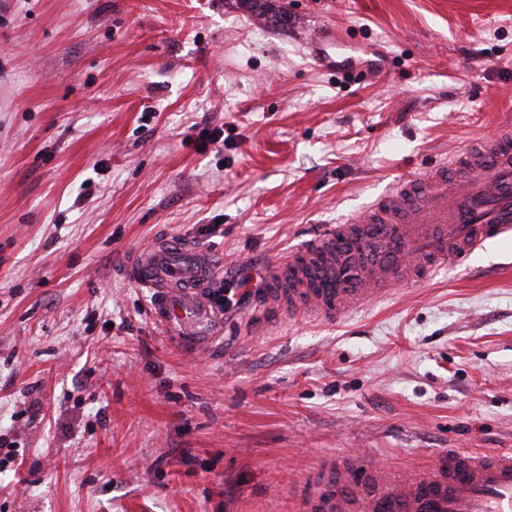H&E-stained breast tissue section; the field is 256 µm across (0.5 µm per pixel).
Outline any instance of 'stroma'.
Masks as SVG:
<instances>
[{"instance_id": "35a3bbf8", "label": "stroma", "mask_w": 512, "mask_h": 512, "mask_svg": "<svg viewBox=\"0 0 512 512\" xmlns=\"http://www.w3.org/2000/svg\"><path fill=\"white\" fill-rule=\"evenodd\" d=\"M275 4L0 0V512H298L331 457L512 448V238L333 323L224 306L512 134V0ZM160 234L214 259L221 326L155 320L124 265Z\"/></svg>"}]
</instances>
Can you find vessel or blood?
<instances>
[{"mask_svg":"<svg viewBox=\"0 0 512 512\" xmlns=\"http://www.w3.org/2000/svg\"><path fill=\"white\" fill-rule=\"evenodd\" d=\"M512 237V136L472 144L450 162L397 182L343 224L270 262L259 301L270 312L334 321L401 280L464 264L486 242ZM212 260L163 236L135 251L128 277L152 294L162 325L212 310ZM299 512H512V448H452L422 471L391 478L355 456L328 462Z\"/></svg>","mask_w":512,"mask_h":512,"instance_id":"vessel-or-blood-1","label":"vessel or blood"}]
</instances>
